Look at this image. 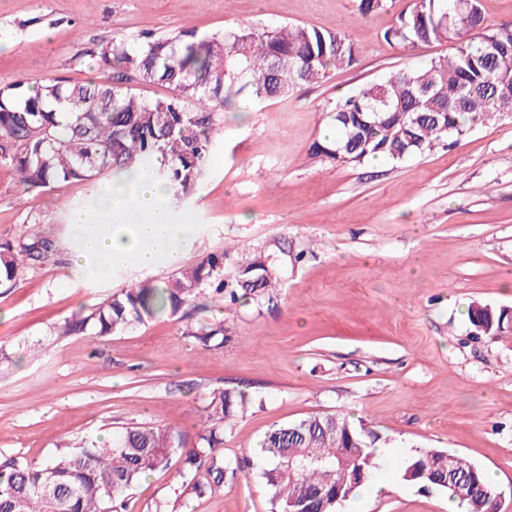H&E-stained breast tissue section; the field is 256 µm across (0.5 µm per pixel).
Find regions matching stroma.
Here are the masks:
<instances>
[{"instance_id": "stroma-1", "label": "stroma", "mask_w": 512, "mask_h": 512, "mask_svg": "<svg viewBox=\"0 0 512 512\" xmlns=\"http://www.w3.org/2000/svg\"><path fill=\"white\" fill-rule=\"evenodd\" d=\"M411 0L361 19L355 0H0V86L49 78L99 81L84 56L94 43L142 33L198 35L241 24L339 30L364 46L359 65L285 97L218 111L205 180L176 219L194 227L189 265L220 253L225 276L254 255L280 267L272 304L220 308L202 296L184 320L161 317L91 341L49 334L79 305L177 267L115 268L89 281L73 263V211L92 190L74 182L22 192L0 166V243L49 234L55 251L0 284V452L41 459L63 442L107 438L135 424L194 440L203 399L216 387L251 396L224 431L226 457L247 461L238 481L187 501L180 512H271L253 463L276 424L343 415L389 450L378 481L336 512H448L445 493L404 482L417 448L458 453L491 475L497 512H512V331L473 337L466 310L512 313V112L472 127L450 149L399 163L336 164L315 153L331 129L328 103L410 63L450 55L447 43L414 51L383 31ZM224 316L221 349L182 336L185 323ZM40 341V357L25 351ZM172 470L141 479L127 512H158Z\"/></svg>"}]
</instances>
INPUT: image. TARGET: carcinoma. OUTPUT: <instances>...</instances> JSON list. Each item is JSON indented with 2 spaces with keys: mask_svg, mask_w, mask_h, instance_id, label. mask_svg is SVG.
Instances as JSON below:
<instances>
[{
  "mask_svg": "<svg viewBox=\"0 0 512 512\" xmlns=\"http://www.w3.org/2000/svg\"><path fill=\"white\" fill-rule=\"evenodd\" d=\"M388 0H357V13L386 10ZM512 24L488 28L480 0H412L383 32L405 49L449 42L453 53L425 66L407 65L384 80L327 106L332 139L314 146L363 162L393 163L457 143L472 126L512 108V39L490 40ZM362 45L340 31L283 24L272 29H229L199 36L185 29L174 37L150 34L130 43L113 39L88 48L111 76L102 82L24 81L0 87V165L11 167L23 191L54 189L74 181L95 193L118 178L138 173L164 185L171 206L188 201L207 173L214 143L216 110L287 96L322 81L332 70L358 65ZM171 90L162 99L141 98L131 85ZM55 240L33 234L17 244H0V281L45 261ZM279 270L259 255L224 279V254L181 268L163 283L139 281L54 327L58 338L93 340L144 325L181 309L209 291L223 306L258 305ZM467 318L477 335L502 332L506 315L472 304ZM182 335L213 349L224 346V317L185 326ZM249 396L214 388L204 399L206 414L192 447L179 433L156 425L134 426L107 441L65 445L34 461L0 453V512H126L130 489L172 463L180 481L170 512L192 497L224 490L243 467L224 457V426L244 411ZM352 446L336 457V440ZM379 436L364 424L337 415H315L273 426L260 440V476L271 491L272 512L305 503L310 512H334V493L346 501L379 470L370 448ZM443 455L419 448L403 468L404 481L448 494L466 512H496L497 492L479 467L455 456L444 482L422 475ZM332 496L324 499L318 492Z\"/></svg>",
  "mask_w": 512,
  "mask_h": 512,
  "instance_id": "cac0c4a2",
  "label": "carcinoma"
}]
</instances>
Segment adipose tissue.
I'll return each mask as SVG.
<instances>
[{"mask_svg": "<svg viewBox=\"0 0 512 512\" xmlns=\"http://www.w3.org/2000/svg\"><path fill=\"white\" fill-rule=\"evenodd\" d=\"M97 217L74 212L80 234L74 261L91 279L108 277L117 261L141 267L158 260L179 262L193 225L178 223L167 203L164 186L151 178L108 183L97 204Z\"/></svg>", "mask_w": 512, "mask_h": 512, "instance_id": "adipose-tissue-1", "label": "adipose tissue"}]
</instances>
